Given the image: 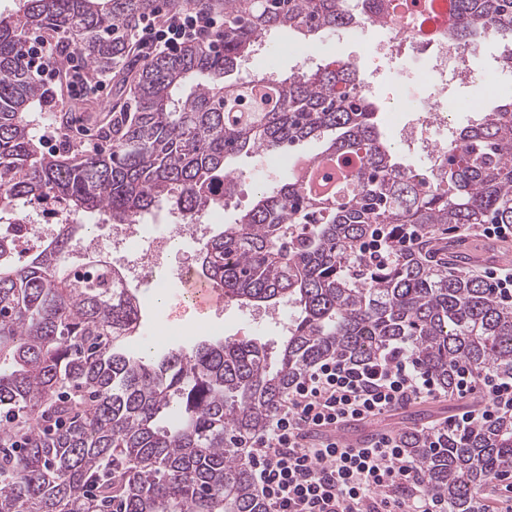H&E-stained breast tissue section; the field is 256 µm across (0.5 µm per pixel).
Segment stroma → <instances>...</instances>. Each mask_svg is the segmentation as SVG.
<instances>
[{"mask_svg":"<svg viewBox=\"0 0 512 512\" xmlns=\"http://www.w3.org/2000/svg\"><path fill=\"white\" fill-rule=\"evenodd\" d=\"M388 37L389 30L382 25L366 28L359 37L338 32L319 35L310 39V57L304 62L292 49L293 44L300 42V34L281 30L269 37L273 46L272 53L267 55L259 52L251 55L243 63L242 70L248 74H256L265 72L268 66L273 65L279 75L287 76L302 66L313 70L332 60L352 63L360 77L371 82V97L381 110L382 134L388 144L398 149L396 125L406 118L405 113L394 109L399 96L407 95L419 105L427 98L429 91L419 76L420 64L415 52L408 50L389 58H382L371 52V44L387 40ZM124 79L125 75L121 72L107 75L106 87L100 96L79 99L71 94L70 75H59L48 84L49 99L34 104L28 113L32 132L41 139V151L57 156L80 151L86 134H97L101 126L110 120L111 106L128 100L129 93L123 84ZM502 97L512 98V72L499 74L489 81L478 79L464 85L452 83L448 85L446 92L448 101L467 100L479 103L485 108L493 107ZM50 116L74 123L75 131L69 132L64 138L52 141L43 139V124ZM397 158L404 164L420 169L429 165L426 157L409 155L399 149ZM228 166L239 177V188L223 213L213 217L211 230L215 233L222 231L225 225L234 223L241 211L250 206L256 193L253 183L255 175L267 170L264 159L255 154L235 156L229 160ZM270 173L272 179L278 180L285 178L289 170L280 167ZM443 238L445 243L459 249V265L467 273L480 277L489 266L512 263V241L492 244L482 238L474 228L447 231ZM135 292L143 311L138 338L142 344L152 342L159 325L163 323L182 328L186 335L196 339L211 334H223L236 339L255 337L266 343L273 353L277 352L282 339V333L275 323L270 322L260 329H253L242 308L233 303L202 314L191 305L182 304L180 299L160 300L155 288L147 284H138ZM480 402L481 395L477 392L465 398L445 393L435 400L411 403L394 415L366 423L365 428L374 435H396L413 428H443L456 413L478 408Z\"/></svg>","mask_w":512,"mask_h":512,"instance_id":"1","label":"stroma"}]
</instances>
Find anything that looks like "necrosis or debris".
Masks as SVG:
<instances>
[{"label": "necrosis or debris", "instance_id": "necrosis-or-debris-1", "mask_svg": "<svg viewBox=\"0 0 512 512\" xmlns=\"http://www.w3.org/2000/svg\"><path fill=\"white\" fill-rule=\"evenodd\" d=\"M405 10H419L424 18L421 28L402 29L388 41L377 43L373 52L387 56L400 47H409L426 55V67L422 74L432 91L426 99L417 119L404 123L400 128V140L431 158L438 157L445 145L441 135L448 130V115L443 108L444 93L448 82L460 84L482 77L486 70L468 53L449 41L447 32L451 16L449 0H403ZM210 213L195 215L172 208L166 209L165 228L161 233H146L139 223L113 224L106 240L92 235L78 240L81 256L98 250L101 243L112 249L113 265L121 267L126 281H144L154 287H167L170 281H178L184 275L195 273L196 267L184 263L173 271H166L164 262L174 245L188 242L203 244L209 233ZM73 214L59 208L50 219L35 218L31 211L16 214L12 225L1 235L11 240L14 253L23 257L35 252L38 245L50 239L57 225L74 222Z\"/></svg>", "mask_w": 512, "mask_h": 512}]
</instances>
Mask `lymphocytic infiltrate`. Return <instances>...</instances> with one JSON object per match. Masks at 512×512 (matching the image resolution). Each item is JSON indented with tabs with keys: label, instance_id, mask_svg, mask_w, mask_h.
<instances>
[{
	"label": "lymphocytic infiltrate",
	"instance_id": "obj_1",
	"mask_svg": "<svg viewBox=\"0 0 512 512\" xmlns=\"http://www.w3.org/2000/svg\"><path fill=\"white\" fill-rule=\"evenodd\" d=\"M222 17L204 11L164 13L140 19L131 36L140 59L198 42L211 43ZM482 391L479 411L466 410L450 427L474 428L512 415V375L477 376L461 370L455 392ZM441 391L431 373L400 350L379 361L327 358L291 387L261 434L249 439L254 484L267 512H446L422 486L420 469L395 437L345 448L318 436L346 421H374Z\"/></svg>",
	"mask_w": 512,
	"mask_h": 512
}]
</instances>
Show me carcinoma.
Wrapping results in <instances>:
<instances>
[{"label":"carcinoma","mask_w":512,"mask_h":512,"mask_svg":"<svg viewBox=\"0 0 512 512\" xmlns=\"http://www.w3.org/2000/svg\"><path fill=\"white\" fill-rule=\"evenodd\" d=\"M372 0H22L0 16V213L51 199L130 224L160 203L202 212L238 180L239 154L324 149L262 187L208 238L198 268L231 303L292 309L276 357L259 339L205 338L138 355L142 319L121 272L66 262L88 225L65 224L28 261L0 238V512H266L240 445L267 427L293 381L333 356L405 348L444 389L458 370L512 374V303L480 277L431 265L445 228L512 224V99L479 109L426 169L398 161L350 63L288 78L229 79L279 30L371 26ZM224 15L215 44L143 62L132 102L112 107V146L61 162L26 114L49 93L20 46L44 32L98 77L124 68L129 34L160 7ZM448 39L512 44V0H450ZM377 224H411L417 250L388 265L358 251ZM448 512H477L512 474V416L467 431L399 434Z\"/></svg>","instance_id":"1"}]
</instances>
